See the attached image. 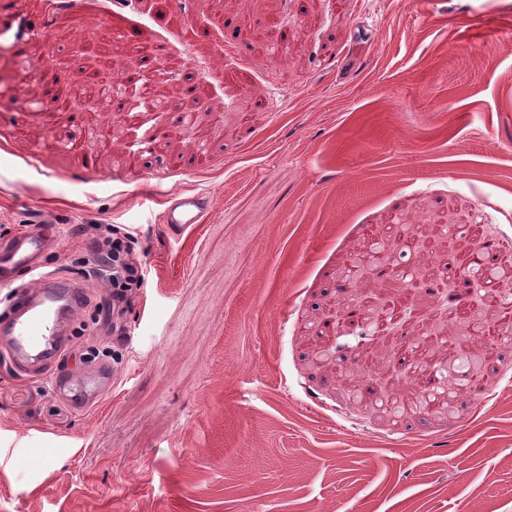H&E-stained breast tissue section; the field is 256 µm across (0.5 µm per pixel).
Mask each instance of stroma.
Instances as JSON below:
<instances>
[{"label": "stroma", "instance_id": "1", "mask_svg": "<svg viewBox=\"0 0 512 512\" xmlns=\"http://www.w3.org/2000/svg\"><path fill=\"white\" fill-rule=\"evenodd\" d=\"M173 28L126 0H0V225L45 230L42 264L79 277L83 224L129 231L144 280L108 335L83 309L69 357L105 352L112 388L76 411L0 354V512H512V368L451 411L371 406L365 351L390 390L433 288L363 333L346 270L361 229L467 223L512 235V0H167ZM37 34L17 62L23 24ZM277 24V51L253 36ZM112 72L153 74L195 112L126 117L32 107ZM96 166L87 173L82 156ZM206 195L171 234L172 197Z\"/></svg>", "mask_w": 512, "mask_h": 512}]
</instances>
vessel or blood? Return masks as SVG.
Returning a JSON list of instances; mask_svg holds the SVG:
<instances>
[{"mask_svg": "<svg viewBox=\"0 0 512 512\" xmlns=\"http://www.w3.org/2000/svg\"><path fill=\"white\" fill-rule=\"evenodd\" d=\"M209 200L201 194L173 199L162 222L172 231L201 223ZM46 247L43 232L13 236L0 246V284H14L19 276L35 274L32 286L17 288L12 308L0 318V348L13 368L23 373L50 374L67 347L66 324L82 307L83 284L77 279L39 275ZM112 384V369L102 364L82 378L52 376L53 394L82 410L95 404Z\"/></svg>", "mask_w": 512, "mask_h": 512, "instance_id": "obj_1", "label": "vessel or blood"}]
</instances>
